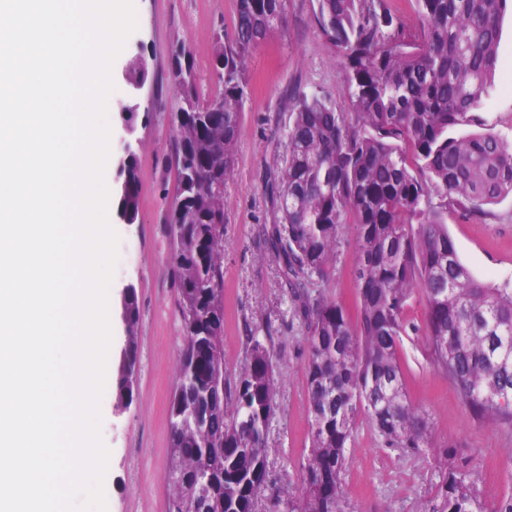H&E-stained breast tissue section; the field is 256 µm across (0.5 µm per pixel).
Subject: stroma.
Wrapping results in <instances>:
<instances>
[{
	"label": "stroma",
	"instance_id": "stroma-1",
	"mask_svg": "<svg viewBox=\"0 0 512 512\" xmlns=\"http://www.w3.org/2000/svg\"><path fill=\"white\" fill-rule=\"evenodd\" d=\"M236 0H136L139 18L116 59L112 76L125 86L130 60L144 55L149 64L133 133L119 115L121 100H109L112 154L105 170L110 193L122 179L118 162L132 142L140 174L136 223L109 220L120 252L133 262H118L109 288L112 343L106 386L114 388L126 346L121 293L133 287L138 300L139 363L132 401L116 411L112 397L101 401L102 437L111 451L105 478L108 512H165L163 476L168 461V406L180 345L177 281L167 217L174 195L170 79L172 45L187 42L201 93L216 86L211 68L216 34L230 30ZM316 0H288L287 23L252 53L247 67L248 94L236 148V165L224 186V374L234 377L245 356L250 333L271 337L278 365V409L269 435L267 485L256 512H287L302 489L309 449L305 367V327L295 314L281 269L266 240L280 212L269 185L286 157V132L296 92L330 99L349 111L344 75L333 47L324 39L315 15ZM497 76L501 86L481 113L482 131L512 143V16H505ZM448 233L461 262L477 278H512V197L492 206L490 215L448 216ZM355 227L343 225L336 263L327 287L348 311L356 309V280L351 262ZM403 376L413 401L428 414V448L411 453L389 447L367 416L357 419L342 475L345 512H426L443 450L456 449L476 469V489L487 507L512 492V427L479 423L457 398L454 386L435 373L416 335L403 337Z\"/></svg>",
	"mask_w": 512,
	"mask_h": 512
}]
</instances>
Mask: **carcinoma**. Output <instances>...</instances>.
Wrapping results in <instances>:
<instances>
[{"label":"carcinoma","instance_id":"carcinoma-1","mask_svg":"<svg viewBox=\"0 0 512 512\" xmlns=\"http://www.w3.org/2000/svg\"><path fill=\"white\" fill-rule=\"evenodd\" d=\"M316 19L344 68L352 111L298 93L288 156L273 184L280 222L267 238L303 317L309 450L303 492L288 512H343L342 471L360 413L395 448L428 447L430 421L410 398L401 365L405 308L424 297L421 346L481 423L512 426V280L475 278L448 234L512 196V145L480 123L496 91L502 22L512 0H411L417 24L388 0H316ZM287 0H237L232 31L215 38L217 84L201 101L190 49L179 42L170 77L175 200L169 213L181 346L169 407L167 512H255L267 476L277 354L246 337L234 381L224 376V182L235 148L253 50L286 24ZM148 75L143 58L130 80ZM122 206L138 216V164L122 170ZM343 224L356 228L357 322L322 288ZM127 349L138 358L139 308L127 303ZM433 512L489 510L475 472L452 448Z\"/></svg>","mask_w":512,"mask_h":512}]
</instances>
